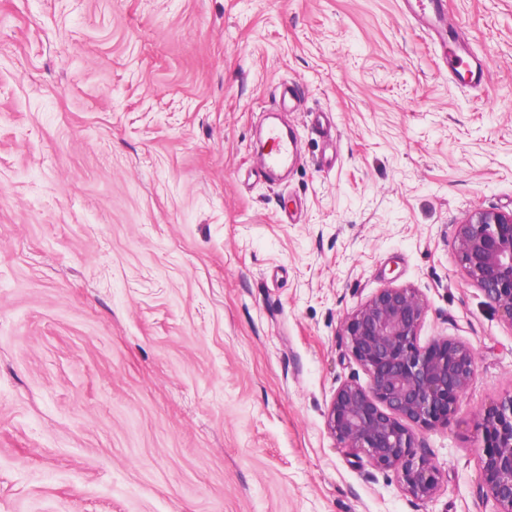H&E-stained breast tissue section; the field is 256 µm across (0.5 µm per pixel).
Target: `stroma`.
Returning <instances> with one entry per match:
<instances>
[{
	"label": "stroma",
	"mask_w": 512,
	"mask_h": 512,
	"mask_svg": "<svg viewBox=\"0 0 512 512\" xmlns=\"http://www.w3.org/2000/svg\"><path fill=\"white\" fill-rule=\"evenodd\" d=\"M400 3L0 0V512H494L475 450L512 326L454 236L512 211V0H447L476 88ZM389 286L477 352L420 434L424 503L325 425L367 380L345 319ZM451 71L459 76L465 85L478 86L483 79V68L480 63L475 60L472 62L464 61L461 56H457V60L455 61V65L451 68ZM267 150L260 156L258 166L262 171H274L288 166L295 157V143L285 138L277 127H270L266 134Z\"/></svg>",
	"instance_id": "35a3bbf8"
}]
</instances>
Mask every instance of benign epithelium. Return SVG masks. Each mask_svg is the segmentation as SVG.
<instances>
[{"label": "benign epithelium", "mask_w": 512, "mask_h": 512, "mask_svg": "<svg viewBox=\"0 0 512 512\" xmlns=\"http://www.w3.org/2000/svg\"><path fill=\"white\" fill-rule=\"evenodd\" d=\"M454 250L463 276L512 326V213L478 210L457 225ZM425 307L410 288L381 289L345 321L350 353L368 376L336 388L326 429L347 456L392 471L417 501L439 491L440 473L417 455V431L448 424L476 374V352L446 336L421 343ZM477 462L483 495L512 512V394L481 418Z\"/></svg>", "instance_id": "obj_1"}]
</instances>
